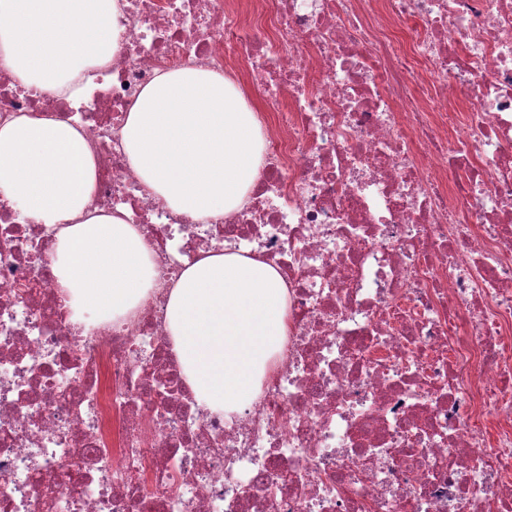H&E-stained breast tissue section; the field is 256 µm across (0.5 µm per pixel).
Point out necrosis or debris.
<instances>
[{
    "mask_svg": "<svg viewBox=\"0 0 512 512\" xmlns=\"http://www.w3.org/2000/svg\"><path fill=\"white\" fill-rule=\"evenodd\" d=\"M117 26L77 100L0 61V124L80 128L90 209L157 273L133 318L74 335L55 230L0 198V512H512V0H120ZM184 67L240 73L266 112L246 204L199 220L122 146L140 91ZM227 244L288 286L240 412L200 409L165 319Z\"/></svg>",
    "mask_w": 512,
    "mask_h": 512,
    "instance_id": "necrosis-or-debris-1",
    "label": "necrosis or debris"
}]
</instances>
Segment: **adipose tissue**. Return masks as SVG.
I'll use <instances>...</instances> for the list:
<instances>
[{
  "label": "adipose tissue",
  "instance_id": "ef3b65f1",
  "mask_svg": "<svg viewBox=\"0 0 512 512\" xmlns=\"http://www.w3.org/2000/svg\"><path fill=\"white\" fill-rule=\"evenodd\" d=\"M118 0H0V59L19 83L72 96L116 52ZM261 127L240 89L203 69L158 73L131 107V168L178 214L198 220L241 207L261 162ZM96 164L76 126L45 115L0 125V195L55 227L50 267L74 326L135 314L153 285V253L133 225L89 210ZM167 329L200 406L240 411L273 374L288 336V288L245 253L208 254L185 269Z\"/></svg>",
  "mask_w": 512,
  "mask_h": 512
}]
</instances>
